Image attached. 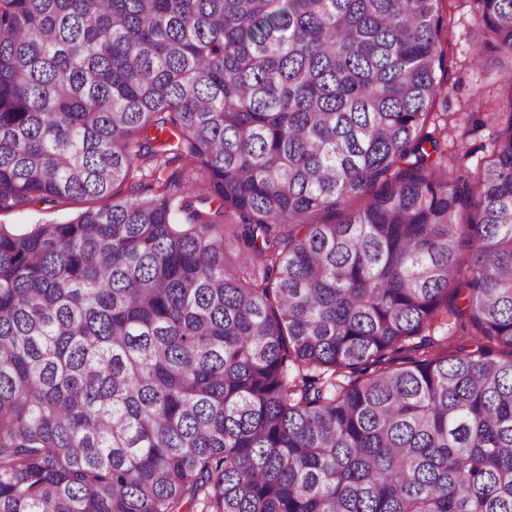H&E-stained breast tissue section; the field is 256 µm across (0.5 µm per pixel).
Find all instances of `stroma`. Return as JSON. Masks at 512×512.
<instances>
[{"mask_svg":"<svg viewBox=\"0 0 512 512\" xmlns=\"http://www.w3.org/2000/svg\"><path fill=\"white\" fill-rule=\"evenodd\" d=\"M447 19L441 48L447 72L443 93L434 109L448 115L447 149L470 173H477L492 154L496 124L486 120L479 101L503 102L512 96V65L501 55L486 53L480 65L470 63L474 7L471 0H441ZM101 200L73 199L61 204L36 203L25 208L0 211V224L24 228L36 223L62 222L80 212L101 207Z\"/></svg>","mask_w":512,"mask_h":512,"instance_id":"stroma-1","label":"stroma"}]
</instances>
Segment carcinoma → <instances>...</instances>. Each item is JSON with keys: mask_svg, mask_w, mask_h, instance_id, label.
<instances>
[{"mask_svg": "<svg viewBox=\"0 0 512 512\" xmlns=\"http://www.w3.org/2000/svg\"><path fill=\"white\" fill-rule=\"evenodd\" d=\"M438 3L0 0V210L112 198L0 224V512H512V96L448 160ZM112 200L73 199L62 204L34 203L25 208L0 211V224L25 228L28 224L62 222L74 218L88 208H98Z\"/></svg>", "mask_w": 512, "mask_h": 512, "instance_id": "1", "label": "carcinoma"}]
</instances>
